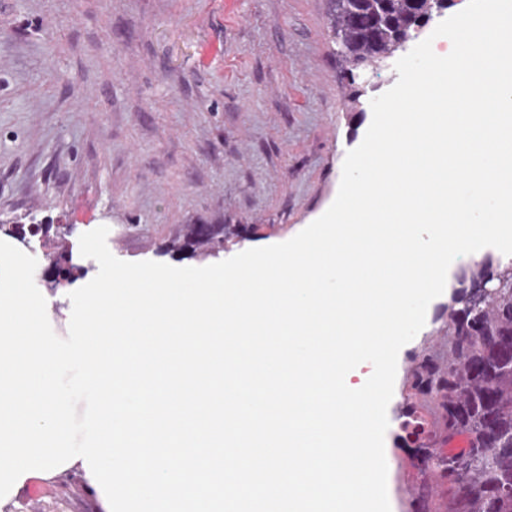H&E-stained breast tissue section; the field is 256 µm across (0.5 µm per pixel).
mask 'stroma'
I'll return each instance as SVG.
<instances>
[{
    "label": "stroma",
    "mask_w": 512,
    "mask_h": 512,
    "mask_svg": "<svg viewBox=\"0 0 512 512\" xmlns=\"http://www.w3.org/2000/svg\"><path fill=\"white\" fill-rule=\"evenodd\" d=\"M327 0H0V222L109 228L124 261L201 267L167 251L189 224L224 236L220 259L285 242L335 200L342 166L398 79L340 83ZM457 258L404 345L387 408L391 512H448V483L415 457L406 424L435 430L413 387L448 352L443 309L472 267ZM99 512L81 475L32 480L5 512Z\"/></svg>",
    "instance_id": "35a3bbf8"
}]
</instances>
